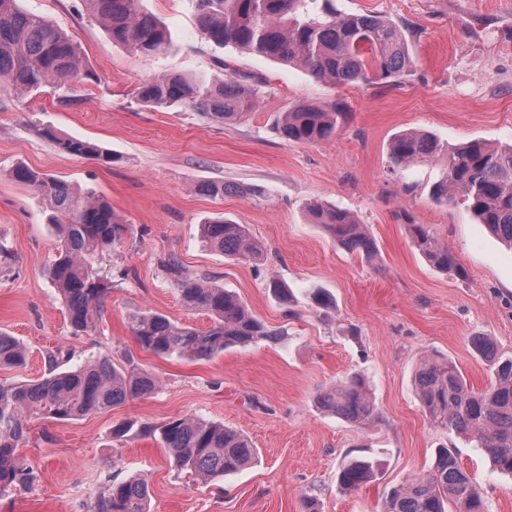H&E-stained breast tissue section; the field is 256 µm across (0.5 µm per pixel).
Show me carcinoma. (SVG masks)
Segmentation results:
<instances>
[{
  "label": "carcinoma",
  "mask_w": 512,
  "mask_h": 512,
  "mask_svg": "<svg viewBox=\"0 0 512 512\" xmlns=\"http://www.w3.org/2000/svg\"><path fill=\"white\" fill-rule=\"evenodd\" d=\"M197 24L208 40L288 66H298L332 86L397 80L410 72L414 59L403 30L373 13L336 14L326 8L310 14V0H192ZM87 12L112 39L131 50L159 56L172 40L139 0H83ZM92 79L80 45L43 16L29 13L17 0H0V83L21 94L71 77ZM138 101L155 109L189 107L214 121L239 120L254 110L260 86L230 77L189 78L163 73L142 83ZM346 119L341 104L298 103L280 114L276 127L290 141L319 144L329 140ZM41 135L68 155L109 159V153L89 140L59 134L46 127ZM397 167L435 162L443 177L432 188L437 202L462 198L479 223L512 247V145L494 147L472 140L448 149L428 134L404 131L389 144ZM18 183L51 199L58 230L57 256L47 275L66 306L74 332L95 328L111 285L84 262L87 254L120 242L128 232L100 198L74 192L66 183L24 165L11 171ZM311 221L325 228L351 253L369 257L376 245L366 225L351 212L312 201ZM206 246L226 256L261 255V245L243 224L222 216L202 224ZM413 246L442 271L457 275L459 264L424 224H408ZM185 306L207 314L212 326L199 331L166 315L145 311L129 318V330L139 346L158 356L212 358L230 347L277 341L281 330L268 328L234 293L205 278L183 274L175 258L166 262ZM474 347L494 366V379L481 391L469 388L457 364L445 356L426 358L415 375L419 400L432 424L474 442L500 472L512 475V359H500L487 337ZM18 339L0 332V367L27 360ZM48 375L25 383H0V496L25 489L33 474L20 464L19 448L27 440L34 417L72 420L129 400L146 398L160 385L159 377L131 358L118 367L109 356L74 369L59 370L60 357L47 355ZM321 407L357 426L375 422V407L364 381L352 375L323 391ZM180 474L216 479L235 472L256 457L251 441L221 422L197 416L175 418L150 429ZM377 476L374 462L351 458L341 463L338 490L357 492ZM91 512H150L147 486L136 478L113 482L99 493ZM384 512H486L481 492L446 448L438 450L433 467L392 488Z\"/></svg>",
  "instance_id": "obj_1"
}]
</instances>
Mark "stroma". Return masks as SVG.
Masks as SVG:
<instances>
[{"label":"stroma","mask_w":512,"mask_h":512,"mask_svg":"<svg viewBox=\"0 0 512 512\" xmlns=\"http://www.w3.org/2000/svg\"><path fill=\"white\" fill-rule=\"evenodd\" d=\"M337 13L374 12L401 25L414 67L396 85L381 81L332 87L302 69L208 42L190 0H140L171 32L174 49L144 56L113 43L82 0H20L25 10L65 29L81 46L90 81L21 95L0 85V331L23 342L24 366L0 369V382L48 372L47 353L70 367L98 356H132L159 375L151 398L135 399L74 420L31 419L20 456L36 478L0 497V512H87L105 484L136 476L151 512H383L390 488L429 470L437 449L452 451L481 491L487 512H512V475L454 432L432 426L415 384L425 355L452 358L468 387H485L491 363L472 341L489 337L512 357V248L479 224L463 203L431 196L438 164L399 168L388 146L401 131L433 135L453 147L471 140L512 144V0H333ZM224 74L259 82L254 112L220 123L189 108L156 111L135 91L160 73ZM78 96L60 104L62 93ZM342 101L348 118L319 144L286 140L280 112L295 103ZM95 141L111 163L60 152L40 130ZM19 164L64 180L110 203L128 227L122 242L86 257L110 280L99 326L74 332L45 271L58 237L46 198L10 177ZM202 182L229 192L197 191ZM348 210L367 224L371 257L342 248L311 223L310 201ZM246 225L262 259L231 257L200 239L205 218ZM427 225L463 268L448 275L413 246L405 219ZM177 257L184 274L206 276L237 293L275 342L235 346L208 360L160 357L141 349L130 315L153 310L206 330L207 315L188 311L165 267ZM293 291L283 305L268 282ZM319 288L331 307L315 304ZM360 374L374 398L375 423L358 428L323 411L319 391ZM192 415L246 435L255 462L215 480L178 476L157 438L123 439L124 420L160 425ZM365 455L377 478L356 493L339 492L344 458Z\"/></svg>","instance_id":"35a3bbf8"}]
</instances>
